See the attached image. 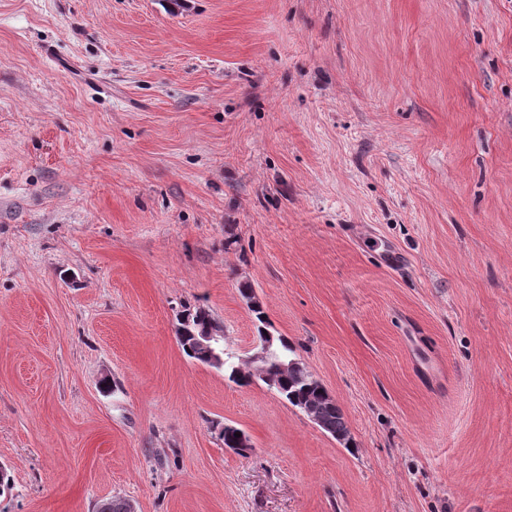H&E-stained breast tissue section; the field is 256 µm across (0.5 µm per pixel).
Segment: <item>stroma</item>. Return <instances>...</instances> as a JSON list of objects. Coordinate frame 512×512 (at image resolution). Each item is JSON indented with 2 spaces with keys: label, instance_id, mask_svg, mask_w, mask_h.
I'll use <instances>...</instances> for the list:
<instances>
[{
  "label": "stroma",
  "instance_id": "35a3bbf8",
  "mask_svg": "<svg viewBox=\"0 0 512 512\" xmlns=\"http://www.w3.org/2000/svg\"><path fill=\"white\" fill-rule=\"evenodd\" d=\"M246 282L353 447L183 354ZM0 464V512H512V0H0Z\"/></svg>",
  "mask_w": 512,
  "mask_h": 512
}]
</instances>
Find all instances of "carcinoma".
<instances>
[{
  "label": "carcinoma",
  "mask_w": 512,
  "mask_h": 512,
  "mask_svg": "<svg viewBox=\"0 0 512 512\" xmlns=\"http://www.w3.org/2000/svg\"><path fill=\"white\" fill-rule=\"evenodd\" d=\"M241 294L250 301V308L257 321L256 331L262 337L268 332L270 322L263 310L262 304L255 300L253 289L245 287L240 289ZM179 318L183 319L182 330L177 333L178 343L183 353L191 360L208 364V359L202 350L197 348L196 337L200 336L206 328H220L212 314L204 307L186 306ZM275 355L266 363L263 373L274 380L275 385L268 389L276 392L281 398L294 407L306 406L316 403L323 408L322 431L334 438L349 437V429L342 410L338 405L328 402L321 391V383L307 374V367L299 358L296 349L287 338H278L273 347ZM292 361L293 376L285 378L280 376L279 362ZM224 375L228 380L238 385L251 384L253 373L241 367L238 358H227Z\"/></svg>",
  "instance_id": "1"
}]
</instances>
